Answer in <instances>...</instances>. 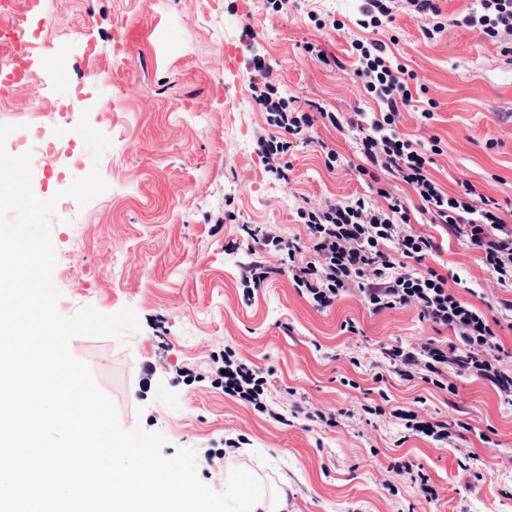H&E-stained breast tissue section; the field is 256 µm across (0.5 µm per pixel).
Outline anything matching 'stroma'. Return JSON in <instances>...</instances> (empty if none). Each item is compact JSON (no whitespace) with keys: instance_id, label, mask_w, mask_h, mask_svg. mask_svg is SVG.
I'll return each mask as SVG.
<instances>
[{"instance_id":"obj_1","label":"stroma","mask_w":512,"mask_h":512,"mask_svg":"<svg viewBox=\"0 0 512 512\" xmlns=\"http://www.w3.org/2000/svg\"><path fill=\"white\" fill-rule=\"evenodd\" d=\"M471 0H443L449 25L437 41L423 18L396 13L390 50L417 76L400 133L420 143L440 138L428 169L444 191L470 182L512 212V55L479 32L454 26ZM359 0H44L53 24L37 53L55 57L66 78L34 72L0 100L4 146L22 155L41 123L50 159L32 155L35 195L56 197L51 241L59 312L91 306L131 308L140 322L125 339L77 337L72 354L89 364L115 403L123 427L165 436L164 456L191 447L197 475L224 488V465L255 470L265 486L286 491L284 512H512V404L488 382L443 371L445 388L390 372L382 347L446 344L414 308L370 313L360 297L316 310L295 287L280 256L262 288L245 294L241 267L257 245L248 229L275 225L305 236L300 210L364 194L356 112L377 111L354 74ZM321 46L339 58L326 65L307 53ZM111 81L112 114L102 118L78 86L90 70ZM274 84L294 107L335 113L315 118L293 138L283 160L287 180L269 172L258 151L270 133L253 87ZM62 100L69 118H88L111 145L93 160L86 144L68 148L63 129L39 118ZM435 102L433 119L422 109ZM340 156L327 167L322 144ZM98 168L106 190L87 204L67 196L72 182ZM426 266L448 277L458 298L487 318L512 299L477 253L444 243ZM356 332H348L347 322ZM265 378L266 411L225 394V351ZM455 392H448V385ZM397 408L463 429L444 448L408 434ZM285 423L273 420V413ZM335 424L311 421L314 413ZM408 471L397 474L396 466ZM427 476L438 494L419 490Z\"/></svg>"}]
</instances>
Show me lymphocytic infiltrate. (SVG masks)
I'll list each match as a JSON object with an SVG mask.
<instances>
[{"label": "lymphocytic infiltrate", "instance_id": "f902f5d3", "mask_svg": "<svg viewBox=\"0 0 512 512\" xmlns=\"http://www.w3.org/2000/svg\"><path fill=\"white\" fill-rule=\"evenodd\" d=\"M461 26L501 42L502 53H512L505 38L512 37V0H473ZM358 55L354 74L365 93L380 109L359 113L352 123L358 132L359 150L367 165L407 184L413 205L378 189L382 204L359 197L315 208L304 215L306 238H287L274 228L261 233L262 247L285 253L295 287L305 291L317 309L331 307L345 294L362 296L372 313L405 306L414 307L420 320L450 331L455 341L442 346L427 342L416 347L392 345L382 354L393 373L410 380L415 376L432 381L444 366L457 373L492 383L502 396L512 397V375L500 368V347L487 318L461 301L448 285L446 275L424 268L425 259L440 246L433 238L408 230L412 214L430 223L482 255L500 285H512V224L490 202L473 205L478 194L465 184L462 194L445 193L428 171L427 156L438 153V139L421 145L401 136L397 120L401 108L413 100V72L393 58L381 39L354 41ZM276 136L259 138V151L278 178H286L280 162L287 152V136L308 129V113L290 109L277 88L256 95ZM224 392L259 404L262 380L248 365L225 360Z\"/></svg>", "mask_w": 512, "mask_h": 512}]
</instances>
